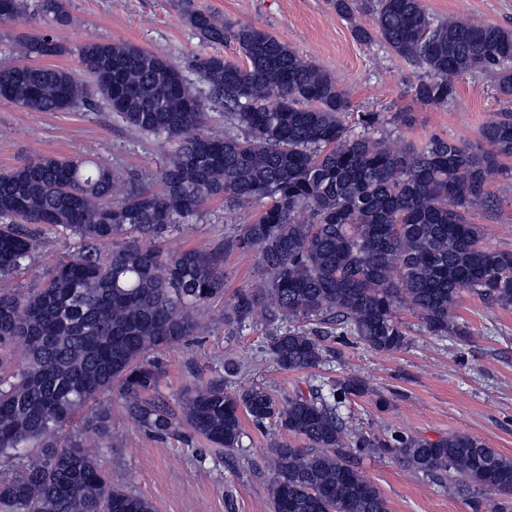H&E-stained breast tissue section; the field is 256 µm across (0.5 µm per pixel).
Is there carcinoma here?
<instances>
[{
    "mask_svg": "<svg viewBox=\"0 0 512 512\" xmlns=\"http://www.w3.org/2000/svg\"><path fill=\"white\" fill-rule=\"evenodd\" d=\"M7 3L11 19L45 29L11 41L8 55L19 45L30 62H0V88L9 89L1 100L67 111L86 103L87 79L128 127L175 146L156 189L82 156L45 155L0 172V512H156L100 463L101 447L119 443L101 401L114 392L160 438L182 423L230 451L241 446L246 415L299 439L269 448L274 512H389L357 467L372 455L439 481L473 512H512V460L483 441L348 428L341 407L370 393L359 377L281 398L263 386L193 384L179 396V416L152 396L162 373L157 353L196 335L200 310L224 297L221 252L161 248L212 198L261 206L226 246L258 255L264 286L236 291L224 325L242 333L263 308L265 350L284 370L320 367L321 337L332 334L376 351L403 348L401 310L433 336L461 335L454 308L464 291L511 308L512 250L488 247L470 213L495 206L489 183L512 158V109L482 126L478 145L441 137L400 144L377 136L376 112L349 122V94L263 28L189 7L186 19L202 40L234 41L247 65L204 53L181 64L123 43L69 49L60 42L71 24L67 0ZM357 4L333 0L357 41L379 39L424 69L411 86L419 103H448L454 79L478 71L512 106V30L439 21L421 0H363L369 29L356 19ZM68 52L80 73L38 63ZM208 102L224 106L222 136L208 126ZM28 224L56 227L79 246L36 287L6 289L31 259ZM17 343L26 351L20 365L12 360ZM92 401L98 406L85 426L64 433Z\"/></svg>",
    "mask_w": 512,
    "mask_h": 512,
    "instance_id": "obj_1",
    "label": "carcinoma"
}]
</instances>
